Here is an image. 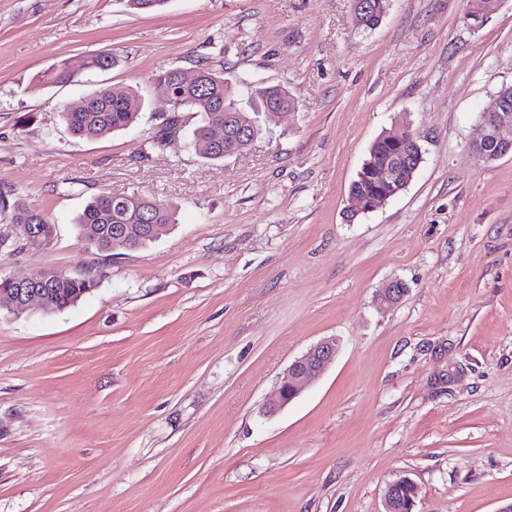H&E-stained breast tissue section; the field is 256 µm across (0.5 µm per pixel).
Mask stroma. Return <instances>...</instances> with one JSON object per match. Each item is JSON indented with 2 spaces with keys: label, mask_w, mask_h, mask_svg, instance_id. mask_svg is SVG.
<instances>
[{
  "label": "stroma",
  "mask_w": 512,
  "mask_h": 512,
  "mask_svg": "<svg viewBox=\"0 0 512 512\" xmlns=\"http://www.w3.org/2000/svg\"><path fill=\"white\" fill-rule=\"evenodd\" d=\"M466 0H390L369 32L353 0H0V188L44 212L50 249L0 219V275L98 267L55 313L0 310V512H498L512 502V154L474 163L478 116L512 85V0L478 29ZM108 69L42 85L54 62ZM261 79L242 154L152 151L156 76ZM105 87L146 100L134 126L73 135L64 107ZM403 120L425 150L405 191L348 220L375 138ZM138 193L178 221L96 252L77 215ZM408 291L382 309L388 281ZM333 336L330 368L275 415L288 365Z\"/></svg>",
  "instance_id": "obj_1"
}]
</instances>
